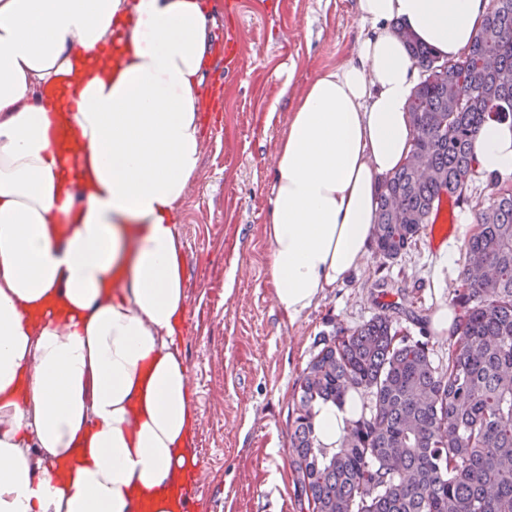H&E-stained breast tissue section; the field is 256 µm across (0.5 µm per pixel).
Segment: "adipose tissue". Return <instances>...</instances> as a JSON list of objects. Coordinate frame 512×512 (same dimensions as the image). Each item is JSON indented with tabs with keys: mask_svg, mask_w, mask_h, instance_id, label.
Segmentation results:
<instances>
[{
	"mask_svg": "<svg viewBox=\"0 0 512 512\" xmlns=\"http://www.w3.org/2000/svg\"><path fill=\"white\" fill-rule=\"evenodd\" d=\"M489 7L357 0L356 53L307 85L277 142L263 235L289 320L363 266L379 185L419 136L402 32L456 60ZM213 24L200 0H0V512L188 504L197 412L174 217L199 172ZM61 83L75 102H43ZM56 125L79 174L59 162ZM473 153L474 178L512 177V120H488ZM315 410L332 448L360 401Z\"/></svg>",
	"mask_w": 512,
	"mask_h": 512,
	"instance_id": "ef3b65f1",
	"label": "adipose tissue"
}]
</instances>
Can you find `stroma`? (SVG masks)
<instances>
[{"label":"stroma","mask_w":512,"mask_h":512,"mask_svg":"<svg viewBox=\"0 0 512 512\" xmlns=\"http://www.w3.org/2000/svg\"><path fill=\"white\" fill-rule=\"evenodd\" d=\"M214 43L245 33L232 71L208 56L207 80L223 72L222 97L205 104L201 169L175 221L185 242L189 327L178 345L194 380L195 448L203 466L189 512H300L290 466L288 414L297 381L322 339L381 311L412 336L427 334L441 361L449 340L430 333L433 311L451 304L460 267L436 268L448 248L463 250L460 227L433 245L421 230L397 259L369 251L363 267L288 321L269 286L263 236L276 145L296 98L321 72L348 61L362 32L357 0H207Z\"/></svg>","instance_id":"35a3bbf8"}]
</instances>
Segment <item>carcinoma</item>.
I'll return each mask as SVG.
<instances>
[{
    "mask_svg": "<svg viewBox=\"0 0 512 512\" xmlns=\"http://www.w3.org/2000/svg\"><path fill=\"white\" fill-rule=\"evenodd\" d=\"M425 72L409 109L416 164L385 181L373 241L394 260L429 223L440 195L469 199L473 143L488 119L512 118V0H492L466 53L440 71L404 34ZM491 56L496 68L480 61ZM474 205L448 356L379 313L323 342L300 376L289 422L296 498L307 512H512V181ZM362 399L340 447L314 428L318 402Z\"/></svg>",
    "mask_w": 512,
    "mask_h": 512,
    "instance_id": "obj_1",
    "label": "carcinoma"
}]
</instances>
